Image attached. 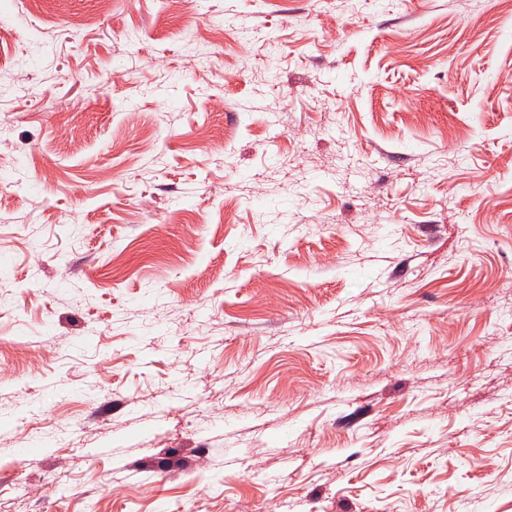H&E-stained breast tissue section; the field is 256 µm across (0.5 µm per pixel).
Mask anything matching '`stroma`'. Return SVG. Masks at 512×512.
<instances>
[{
  "label": "stroma",
  "mask_w": 512,
  "mask_h": 512,
  "mask_svg": "<svg viewBox=\"0 0 512 512\" xmlns=\"http://www.w3.org/2000/svg\"><path fill=\"white\" fill-rule=\"evenodd\" d=\"M163 9L0 0V512H512V0Z\"/></svg>",
  "instance_id": "stroma-1"
}]
</instances>
